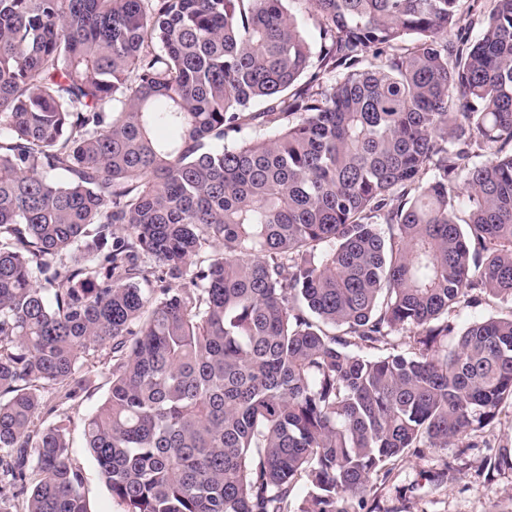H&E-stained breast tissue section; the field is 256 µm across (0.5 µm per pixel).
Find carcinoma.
Masks as SVG:
<instances>
[{"label": "carcinoma", "mask_w": 512, "mask_h": 512, "mask_svg": "<svg viewBox=\"0 0 512 512\" xmlns=\"http://www.w3.org/2000/svg\"><path fill=\"white\" fill-rule=\"evenodd\" d=\"M103 347L124 512L301 479L376 512L390 461L477 447L512 408V0H0V512H89L32 425Z\"/></svg>", "instance_id": "carcinoma-1"}]
</instances>
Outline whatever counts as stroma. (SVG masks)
I'll list each match as a JSON object with an SVG mask.
<instances>
[{"label":"stroma","instance_id":"1","mask_svg":"<svg viewBox=\"0 0 512 512\" xmlns=\"http://www.w3.org/2000/svg\"><path fill=\"white\" fill-rule=\"evenodd\" d=\"M112 381V353L103 348L86 356L74 379L42 393L43 407L36 428L63 425L70 442V461L84 479L89 512H123L102 480L85 446L84 422L108 394ZM75 398H66L68 389ZM474 448L428 449L421 456L392 462L375 478L382 512H512V469L490 471L491 458L512 457V409H506L477 438ZM451 466L454 478L436 487L423 477Z\"/></svg>","mask_w":512,"mask_h":512}]
</instances>
